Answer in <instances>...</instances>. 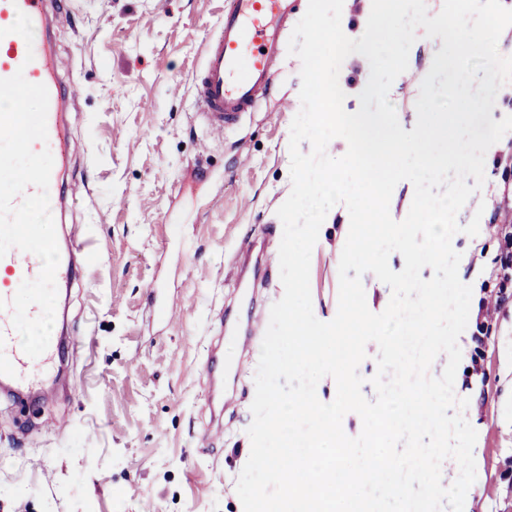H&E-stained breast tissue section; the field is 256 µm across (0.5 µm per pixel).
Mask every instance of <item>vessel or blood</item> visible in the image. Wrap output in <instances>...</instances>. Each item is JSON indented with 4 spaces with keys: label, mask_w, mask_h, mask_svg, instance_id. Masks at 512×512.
Returning a JSON list of instances; mask_svg holds the SVG:
<instances>
[{
    "label": "vessel or blood",
    "mask_w": 512,
    "mask_h": 512,
    "mask_svg": "<svg viewBox=\"0 0 512 512\" xmlns=\"http://www.w3.org/2000/svg\"><path fill=\"white\" fill-rule=\"evenodd\" d=\"M63 7L61 0H0V79L23 72L27 81L45 85L49 103L47 139L34 142V151L49 150L53 157L49 189L60 192L70 162L71 142L66 121L61 72L64 63L45 35L50 14ZM297 12V0H230L222 28L205 48L203 63L194 77L195 105L208 129L221 135L237 125L269 95L284 51V33ZM26 14L33 28L32 42L9 28L18 14ZM85 248L83 233H74L70 251L61 253L57 285L70 282L73 251ZM41 270L40 259L19 249L0 258V272L7 280L0 298L11 300L23 281ZM56 345L38 358L28 357L12 325V312L0 310V382L18 391L45 389L54 374Z\"/></svg>",
    "instance_id": "vessel-or-blood-1"
}]
</instances>
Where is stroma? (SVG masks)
I'll return each mask as SVG.
<instances>
[{
  "instance_id": "1",
  "label": "stroma",
  "mask_w": 512,
  "mask_h": 512,
  "mask_svg": "<svg viewBox=\"0 0 512 512\" xmlns=\"http://www.w3.org/2000/svg\"><path fill=\"white\" fill-rule=\"evenodd\" d=\"M227 0H72L52 21L71 62L69 198L57 236L82 225L95 254L75 270L55 395L0 393V512H243L259 350L221 323L269 312L280 280L279 206L291 191L290 127L301 62L223 139L209 137L193 79ZM442 41L418 33L389 99L404 130ZM350 228L334 206L310 262L315 316L338 310ZM255 244L242 261L237 243ZM473 300L454 390L477 432L464 512H512V288H483L499 253L488 218L453 240Z\"/></svg>"
}]
</instances>
